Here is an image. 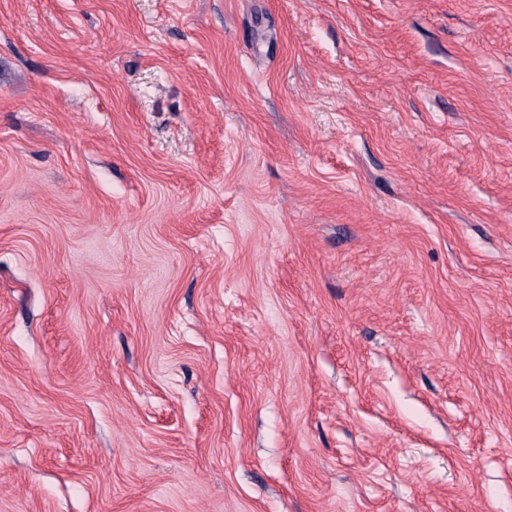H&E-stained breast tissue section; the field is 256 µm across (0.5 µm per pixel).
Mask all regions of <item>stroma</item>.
<instances>
[{
	"label": "stroma",
	"mask_w": 512,
	"mask_h": 512,
	"mask_svg": "<svg viewBox=\"0 0 512 512\" xmlns=\"http://www.w3.org/2000/svg\"><path fill=\"white\" fill-rule=\"evenodd\" d=\"M0 512H512V0H0Z\"/></svg>",
	"instance_id": "35a3bbf8"
}]
</instances>
